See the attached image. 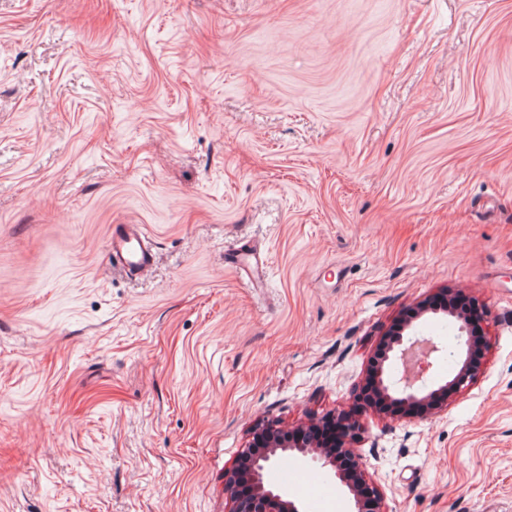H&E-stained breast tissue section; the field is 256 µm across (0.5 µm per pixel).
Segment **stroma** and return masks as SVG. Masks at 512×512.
Returning a JSON list of instances; mask_svg holds the SVG:
<instances>
[{"mask_svg": "<svg viewBox=\"0 0 512 512\" xmlns=\"http://www.w3.org/2000/svg\"><path fill=\"white\" fill-rule=\"evenodd\" d=\"M448 290L489 312L474 380L422 420L357 408ZM449 324L416 323L425 381ZM332 414L386 512H512V0H0V512H232L257 426ZM286 466L301 512H347ZM109 260L130 278L146 276L154 262L152 237L143 224L112 227ZM224 262L239 275V279L246 288L267 287L269 274L265 257L249 241L239 242L225 253Z\"/></svg>", "mask_w": 512, "mask_h": 512, "instance_id": "35a3bbf8", "label": "stroma"}]
</instances>
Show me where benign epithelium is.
<instances>
[{"label":"benign epithelium","mask_w":512,"mask_h":512,"mask_svg":"<svg viewBox=\"0 0 512 512\" xmlns=\"http://www.w3.org/2000/svg\"><path fill=\"white\" fill-rule=\"evenodd\" d=\"M455 317L457 313L448 306L431 304L422 307L413 316L395 323L390 336L387 354L373 371L380 396L392 403L389 413L405 419H420L442 409L448 394L469 385L478 372L469 362L462 363L456 374L444 384L433 387L419 386L393 380L390 353L405 354L419 340L410 336L413 320L427 312L439 310ZM297 451L337 478L352 496L351 512H385L379 490L366 480L365 463L353 448L320 447L304 438L303 432H289L269 423L256 429L251 440L239 456L235 467L224 472V491L233 502V512H299L289 495L274 487L265 486V470L280 452Z\"/></svg>","instance_id":"7a95c632"}]
</instances>
